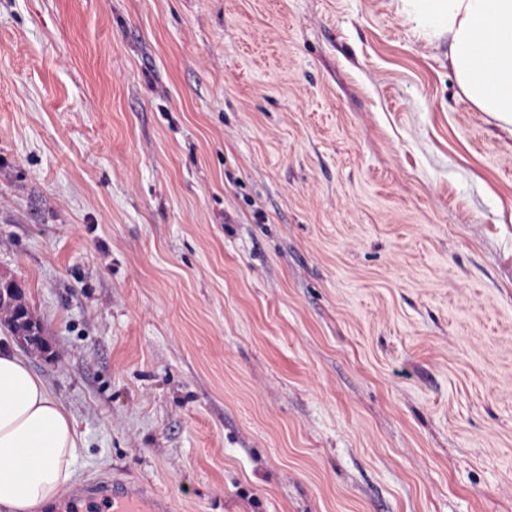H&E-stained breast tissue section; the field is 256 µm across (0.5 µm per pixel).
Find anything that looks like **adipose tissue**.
Instances as JSON below:
<instances>
[{"label":"adipose tissue","mask_w":512,"mask_h":512,"mask_svg":"<svg viewBox=\"0 0 512 512\" xmlns=\"http://www.w3.org/2000/svg\"><path fill=\"white\" fill-rule=\"evenodd\" d=\"M435 17L448 62L479 111L512 127V0H403ZM73 418L11 347L0 346V512H40L73 481Z\"/></svg>","instance_id":"obj_1"}]
</instances>
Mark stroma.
<instances>
[{"label":"stroma","mask_w":512,"mask_h":512,"mask_svg":"<svg viewBox=\"0 0 512 512\" xmlns=\"http://www.w3.org/2000/svg\"><path fill=\"white\" fill-rule=\"evenodd\" d=\"M78 482L512 512V134L401 0H0V278ZM9 288L10 293L7 295ZM5 294V295H4ZM26 314L31 319V314L26 305L21 300V293L13 281L0 280V318L7 322H12L16 328L20 329L19 316ZM32 320V319H31Z\"/></svg>","instance_id":"stroma-1"}]
</instances>
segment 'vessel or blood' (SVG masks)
<instances>
[{"instance_id": "vessel-or-blood-1", "label": "vessel or blood", "mask_w": 512, "mask_h": 512, "mask_svg": "<svg viewBox=\"0 0 512 512\" xmlns=\"http://www.w3.org/2000/svg\"><path fill=\"white\" fill-rule=\"evenodd\" d=\"M64 512H171L167 499L145 485L120 484L111 477L75 486Z\"/></svg>"}]
</instances>
